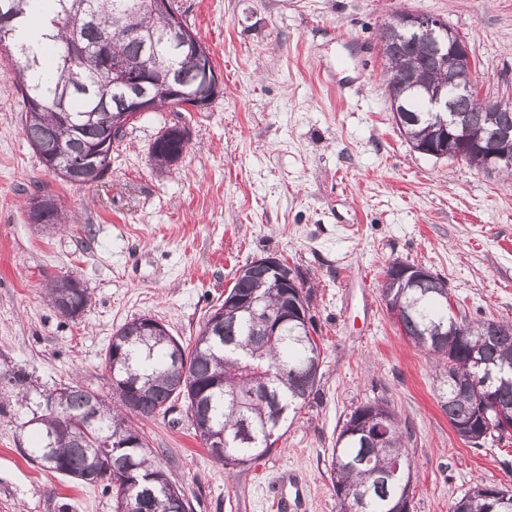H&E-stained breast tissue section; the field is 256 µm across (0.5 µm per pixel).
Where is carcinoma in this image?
I'll return each mask as SVG.
<instances>
[{"label": "carcinoma", "instance_id": "obj_1", "mask_svg": "<svg viewBox=\"0 0 512 512\" xmlns=\"http://www.w3.org/2000/svg\"><path fill=\"white\" fill-rule=\"evenodd\" d=\"M139 0H0V10L13 18L11 34L0 37V52L13 56L12 77L25 112L24 133L49 172L61 180L90 186L108 173L112 145L123 135L121 125L126 88L112 73L99 70L93 58L68 54L73 43L94 46L112 40L129 73L150 69L148 91L155 110L179 112L170 85L180 79L195 90L197 55L209 56L201 41L169 55V20L137 6ZM49 4L51 41L48 52L55 67L41 65L37 51L17 42L19 25ZM387 91L406 106L404 133L412 148L441 145L432 113L422 111L427 85L467 83L465 67L443 71L431 51L402 29L387 39ZM461 125L476 143L504 131L512 132V106L485 112L474 100L453 102ZM90 146L99 148L93 171L74 174L66 154ZM186 150L184 130L171 126L155 139L150 157L159 167L178 163ZM29 218L47 226L67 223L60 199L52 194L31 197ZM443 279L424 288H396L392 299L403 310L401 330L418 347L438 357L445 389L439 397L451 426L469 424L503 440L498 411L512 418V382L497 383L479 394L475 387L500 372L512 374V323L453 322L443 297ZM45 296L62 316L74 318L89 301L86 288L72 277L48 283ZM303 317L291 319L278 331L267 329V315L291 303L288 289L259 269L237 275L224 302L207 315L191 348L167 329L154 331L139 317L113 333L104 363L112 380L113 406L104 419L83 432L61 428L60 416L81 418L100 396L79 385L59 390L55 409L40 416L38 439L28 455L41 468L82 484L104 483L112 494L114 512H191L184 490L156 464L154 451L134 418L166 414L178 399L188 403L189 419L213 459L230 470L267 456L283 436L297 410L316 395L321 362L306 323L311 294L304 291ZM486 336L476 341V329ZM28 376L21 370L0 372V409L15 400H30ZM373 404L357 406L343 424L331 453V476L339 512H393L395 501L412 495V462L406 433L394 412L387 413L388 432L376 434ZM224 435V446L208 444ZM448 512H512V487L479 484L453 501Z\"/></svg>", "mask_w": 512, "mask_h": 512}]
</instances>
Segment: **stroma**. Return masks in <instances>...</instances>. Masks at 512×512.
I'll use <instances>...</instances> for the list:
<instances>
[{"mask_svg":"<svg viewBox=\"0 0 512 512\" xmlns=\"http://www.w3.org/2000/svg\"><path fill=\"white\" fill-rule=\"evenodd\" d=\"M178 5L222 92L200 111L142 113L89 188L48 173L29 146L0 55V370L25 371L33 385L28 405L0 411V512H113L102 486L24 456L41 394L73 383L110 398L103 355L122 324L151 317L192 343L237 271L263 256L286 260L312 288L318 393L271 453L231 471L184 405L139 421L193 512H338L331 452L351 411L374 401L408 429L410 512H448L482 481L512 486V436L479 448L459 438L440 408L433 355L403 335L382 296L387 266L414 263L446 280L456 316L512 321V179L414 151L393 121L378 51L394 12L440 17L469 42L483 95L512 101V0ZM173 125L185 128L187 151L164 170L149 148ZM43 190L73 216L67 229L30 223L27 202ZM67 275L90 293L75 318L44 297Z\"/></svg>","mask_w":512,"mask_h":512,"instance_id":"stroma-1","label":"stroma"}]
</instances>
